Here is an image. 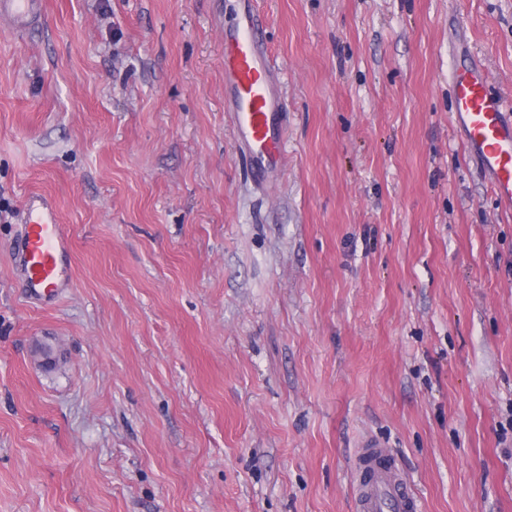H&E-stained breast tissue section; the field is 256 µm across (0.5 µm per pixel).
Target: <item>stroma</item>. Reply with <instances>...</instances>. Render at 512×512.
I'll use <instances>...</instances> for the list:
<instances>
[{
	"instance_id": "obj_1",
	"label": "stroma",
	"mask_w": 512,
	"mask_h": 512,
	"mask_svg": "<svg viewBox=\"0 0 512 512\" xmlns=\"http://www.w3.org/2000/svg\"><path fill=\"white\" fill-rule=\"evenodd\" d=\"M288 165L224 110L242 0L0 24V512H355L371 434L420 512H512V210L452 123L512 105V0H252ZM33 193L72 239L28 295Z\"/></svg>"
}]
</instances>
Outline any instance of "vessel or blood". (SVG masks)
<instances>
[{
	"label": "vessel or blood",
	"mask_w": 512,
	"mask_h": 512,
	"mask_svg": "<svg viewBox=\"0 0 512 512\" xmlns=\"http://www.w3.org/2000/svg\"><path fill=\"white\" fill-rule=\"evenodd\" d=\"M40 5V0H0V19L28 28L36 23ZM451 82L453 117L465 130L466 146L481 162L499 202L512 207V106L490 91L477 67L455 66ZM224 110L253 181L271 185L285 165V100L249 2L224 31ZM26 209L19 269L28 288L52 293L68 273L71 242L45 198L28 197ZM357 468L359 512H418L415 493L381 442L361 441Z\"/></svg>",
	"instance_id": "obj_1"
}]
</instances>
